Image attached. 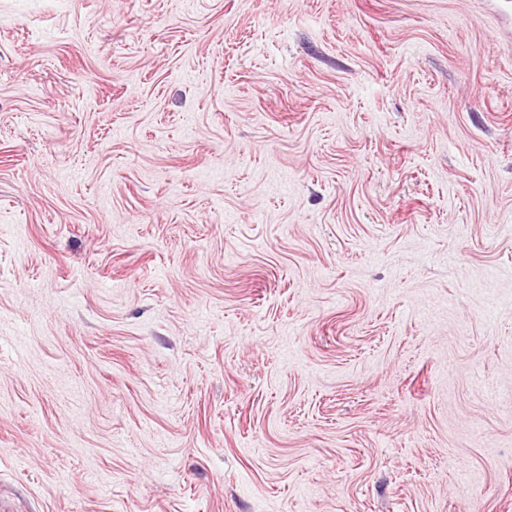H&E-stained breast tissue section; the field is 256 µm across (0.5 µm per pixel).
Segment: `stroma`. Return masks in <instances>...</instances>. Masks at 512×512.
Masks as SVG:
<instances>
[{
  "label": "stroma",
  "mask_w": 512,
  "mask_h": 512,
  "mask_svg": "<svg viewBox=\"0 0 512 512\" xmlns=\"http://www.w3.org/2000/svg\"><path fill=\"white\" fill-rule=\"evenodd\" d=\"M0 501L512 512V0H0Z\"/></svg>",
  "instance_id": "obj_1"
}]
</instances>
